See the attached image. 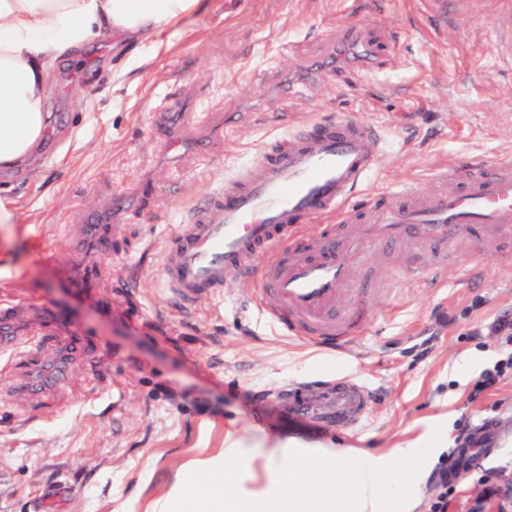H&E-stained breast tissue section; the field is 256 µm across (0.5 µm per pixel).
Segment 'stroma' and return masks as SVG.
Masks as SVG:
<instances>
[{
  "instance_id": "obj_1",
  "label": "stroma",
  "mask_w": 512,
  "mask_h": 512,
  "mask_svg": "<svg viewBox=\"0 0 512 512\" xmlns=\"http://www.w3.org/2000/svg\"><path fill=\"white\" fill-rule=\"evenodd\" d=\"M206 13L159 46L104 42L82 63H62L50 89L44 146L24 177L0 174V199L17 214L0 224V303L47 306L64 316L61 335L95 337L96 378L66 346L44 355L41 374L0 372V512H146L194 459L219 453L227 436L261 448L264 439L304 441L306 429L259 425L250 410L282 385L338 372L363 382L373 409L359 433L330 431L324 446L376 456L421 443L425 454L396 458L408 484V512H429L433 475L466 437L460 424L492 423L485 465L497 493L484 497L478 474L460 468L448 512H512V373L482 400L474 381L501 352L496 327L512 320V257L462 239L445 282L416 271L391 279L349 352L336 356L268 323L252 282H236L184 310L159 273L187 204L225 174L276 146L284 113L346 118L385 142L362 196L411 180L432 189L442 167L512 157V66L499 61L493 29L498 0L439 31L422 0H380V10L346 14L343 0H209ZM365 37H400L402 47L369 65L341 62L284 93L297 67L328 51L344 25ZM196 103L214 117L236 112L210 155H164L156 103ZM155 189L144 209L113 212L103 250L65 248L62 225L135 191ZM479 275L457 287L460 258ZM101 269L95 299L64 280L65 268ZM66 367L54 381L58 367ZM69 494L45 501L47 487Z\"/></svg>"
}]
</instances>
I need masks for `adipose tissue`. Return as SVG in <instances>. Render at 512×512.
I'll return each mask as SVG.
<instances>
[{
  "label": "adipose tissue",
  "mask_w": 512,
  "mask_h": 512,
  "mask_svg": "<svg viewBox=\"0 0 512 512\" xmlns=\"http://www.w3.org/2000/svg\"><path fill=\"white\" fill-rule=\"evenodd\" d=\"M206 0H0V172L27 170L49 125L46 102L62 60L111 38L159 44L204 12ZM387 459L342 448L241 441L187 468L148 512H337L347 475L354 512H385L403 496Z\"/></svg>",
  "instance_id": "adipose-tissue-1"
}]
</instances>
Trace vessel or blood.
I'll use <instances>...</instances> for the list:
<instances>
[{"mask_svg": "<svg viewBox=\"0 0 512 512\" xmlns=\"http://www.w3.org/2000/svg\"><path fill=\"white\" fill-rule=\"evenodd\" d=\"M465 7L466 0H429L443 28L449 14ZM336 47L360 48L370 61L394 44L371 42L349 25ZM157 110L168 131L212 119L166 104ZM377 155L370 126L303 121L188 208L161 270L165 288L191 308L234 280L255 281V306L265 319L316 348L343 353L369 325V298L380 284L378 276L359 277L364 254L399 253L405 261L395 270L403 273L407 258L430 251L428 273L438 281L463 233L482 236L493 250L512 251L511 159L445 166L434 173L430 192L405 186L353 205ZM111 221V208L88 212L71 245L82 250L91 236L106 244ZM24 313L20 306L0 308V350L11 354L7 369L34 374L42 367L41 351L62 339L53 318L16 330ZM275 401L280 423L304 419L317 433L356 431L370 410L367 388L344 374L289 385Z\"/></svg>", "mask_w": 512, "mask_h": 512, "instance_id": "obj_1", "label": "vessel or blood"}]
</instances>
